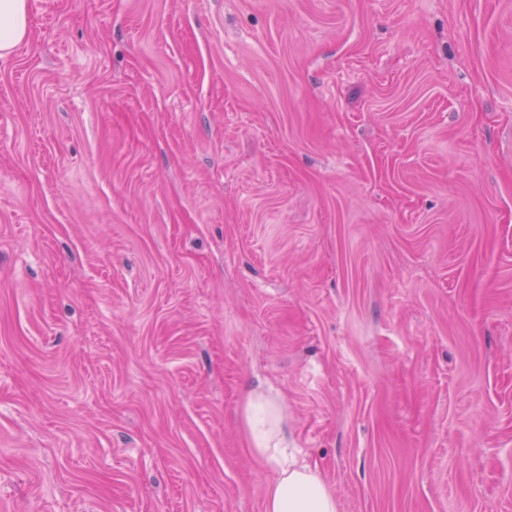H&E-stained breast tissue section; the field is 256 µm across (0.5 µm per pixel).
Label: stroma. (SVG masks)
Returning a JSON list of instances; mask_svg holds the SVG:
<instances>
[{
  "instance_id": "stroma-1",
  "label": "stroma",
  "mask_w": 512,
  "mask_h": 512,
  "mask_svg": "<svg viewBox=\"0 0 512 512\" xmlns=\"http://www.w3.org/2000/svg\"><path fill=\"white\" fill-rule=\"evenodd\" d=\"M0 57V512H512V0H28ZM283 411L280 401L263 391H252L243 410L250 450L274 473L264 512H339L336 497L319 472L288 455Z\"/></svg>"
}]
</instances>
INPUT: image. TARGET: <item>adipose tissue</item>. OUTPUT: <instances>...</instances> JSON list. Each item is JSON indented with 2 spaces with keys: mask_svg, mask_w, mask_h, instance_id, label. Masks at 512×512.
Wrapping results in <instances>:
<instances>
[{
  "mask_svg": "<svg viewBox=\"0 0 512 512\" xmlns=\"http://www.w3.org/2000/svg\"><path fill=\"white\" fill-rule=\"evenodd\" d=\"M29 35L27 0H0V56L10 54ZM244 421L253 455L274 473L264 499V512H339L336 497L319 472L288 453L283 407L263 391L251 392Z\"/></svg>",
  "mask_w": 512,
  "mask_h": 512,
  "instance_id": "ef3b65f1",
  "label": "adipose tissue"
}]
</instances>
